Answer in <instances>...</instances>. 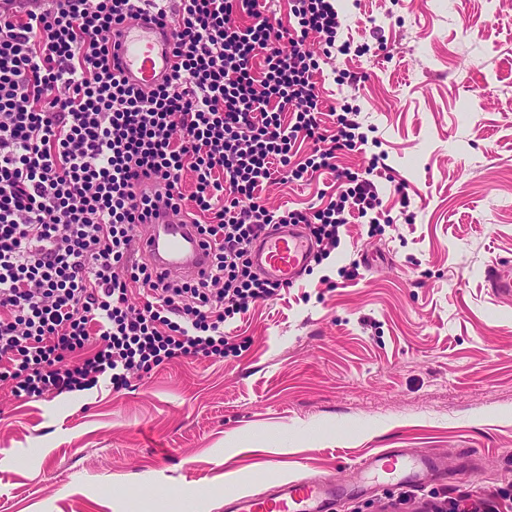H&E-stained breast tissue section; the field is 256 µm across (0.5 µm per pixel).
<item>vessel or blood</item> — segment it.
Returning <instances> with one entry per match:
<instances>
[{
	"mask_svg": "<svg viewBox=\"0 0 512 512\" xmlns=\"http://www.w3.org/2000/svg\"><path fill=\"white\" fill-rule=\"evenodd\" d=\"M173 42L171 28L143 20L126 24L119 55L129 82L145 89L160 81L175 62ZM137 246L141 255L165 274L195 277L211 260V253L194 225L182 215L169 213L147 225L137 239ZM313 251L314 244L302 225L277 224L254 242L252 261L267 278L291 286L302 278ZM486 279L494 296H512L511 264L491 266ZM433 466L429 457L392 450L366 460L363 470L375 481L389 479L416 484ZM342 492V487L328 477L294 479L226 498L224 512H325L327 505Z\"/></svg>",
	"mask_w": 512,
	"mask_h": 512,
	"instance_id": "obj_1",
	"label": "vessel or blood"
}]
</instances>
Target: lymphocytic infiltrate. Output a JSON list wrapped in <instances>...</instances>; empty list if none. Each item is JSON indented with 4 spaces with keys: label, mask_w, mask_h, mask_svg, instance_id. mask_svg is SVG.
I'll return each mask as SVG.
<instances>
[{
    "label": "lymphocytic infiltrate",
    "mask_w": 512,
    "mask_h": 512,
    "mask_svg": "<svg viewBox=\"0 0 512 512\" xmlns=\"http://www.w3.org/2000/svg\"><path fill=\"white\" fill-rule=\"evenodd\" d=\"M12 2L0 0V386L14 398L118 393L162 364L238 353L225 324L282 289L253 267L259 235L305 225L319 263L378 207L381 153L326 207L272 210L261 196L367 141L356 107L341 105L335 132L323 120L306 40L350 53L332 0H291L289 28L259 0ZM145 12L170 20L178 59L147 92L112 54L118 27ZM164 210L210 246L200 278L136 258L138 228Z\"/></svg>",
    "instance_id": "lymphocytic-infiltrate-1"
}]
</instances>
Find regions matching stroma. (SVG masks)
<instances>
[{
  "mask_svg": "<svg viewBox=\"0 0 512 512\" xmlns=\"http://www.w3.org/2000/svg\"><path fill=\"white\" fill-rule=\"evenodd\" d=\"M326 104L360 107L385 153L380 207L300 282L237 317L239 355L176 361L131 388L23 402L0 388V512H224L259 484L332 476L392 448L436 456L416 485L330 512H512V0H337ZM389 48L381 50L379 39ZM366 73L359 87L344 71ZM348 152L339 172L361 171ZM339 172L267 185L269 208L324 207ZM358 264L355 280L339 276ZM488 287L496 297L512 296V266L503 263L491 266L486 275Z\"/></svg>",
  "mask_w": 512,
  "mask_h": 512,
  "instance_id": "obj_1",
  "label": "stroma"
}]
</instances>
